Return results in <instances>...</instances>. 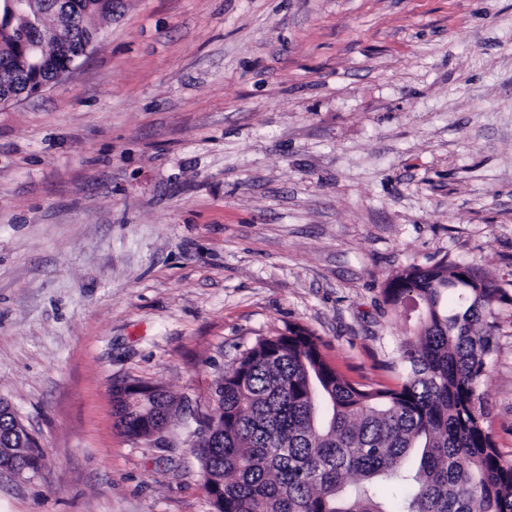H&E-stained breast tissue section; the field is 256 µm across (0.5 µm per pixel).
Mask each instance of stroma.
Masks as SVG:
<instances>
[{
    "label": "stroma",
    "mask_w": 512,
    "mask_h": 512,
    "mask_svg": "<svg viewBox=\"0 0 512 512\" xmlns=\"http://www.w3.org/2000/svg\"><path fill=\"white\" fill-rule=\"evenodd\" d=\"M512 282V0H113L0 106V400L42 451L0 512H215L190 444L224 368L298 324L395 385L396 271ZM481 387L512 460V307ZM177 402L169 447L112 389ZM119 392L113 391V411L117 426L123 427L127 433L137 434L144 427L140 409L150 408L151 414L158 417L165 425H169L173 417V400L161 390L143 401L141 408L131 409L121 398Z\"/></svg>",
    "instance_id": "35a3bbf8"
}]
</instances>
